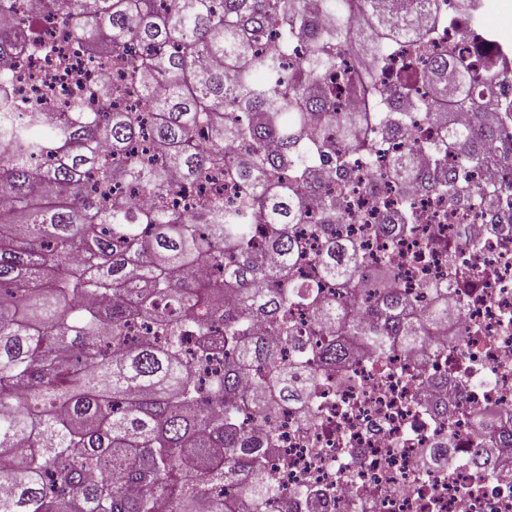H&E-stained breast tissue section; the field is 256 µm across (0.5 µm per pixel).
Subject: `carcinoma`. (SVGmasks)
I'll use <instances>...</instances> for the list:
<instances>
[{"label":"carcinoma","mask_w":512,"mask_h":512,"mask_svg":"<svg viewBox=\"0 0 512 512\" xmlns=\"http://www.w3.org/2000/svg\"><path fill=\"white\" fill-rule=\"evenodd\" d=\"M44 2L83 37L89 66L113 59L123 71L95 88L110 111L67 98L45 115L19 99L15 75L47 48L32 25L11 20L28 0H0V105L17 109L0 120V512H155L162 499L173 512H235L211 491L221 483L247 491L246 512H267L279 494L262 476L277 437L264 424L272 409L304 415L321 367L340 369L364 346L416 352L448 325V289H435L415 321L402 289L375 279L318 195V164L355 174L348 154L386 147L389 116L377 103L397 94L410 112L424 106L415 77L388 87L380 70L401 38L424 56L439 0L380 9L368 43L352 26L372 0ZM299 40L311 56L285 65ZM132 45L140 53L129 59ZM427 79L449 109L473 110L494 76L462 56L436 57ZM341 89L370 109L342 110ZM440 124L427 145L428 188L453 190L450 154L469 168L497 148L512 161V133L478 118ZM238 143L250 147L246 162L232 155ZM406 150L394 172L404 188L417 156L415 144ZM213 173L235 185L236 206L203 188ZM116 184L137 195H113ZM177 194L191 215L172 210ZM315 205L325 211L317 276L306 279L297 225ZM413 231L406 208L398 223L373 226L388 239ZM322 280L349 302L326 299ZM363 288L375 302L355 320L349 306ZM297 308L342 334L285 362V345L302 335L290 320ZM134 323L148 334L129 335Z\"/></svg>","instance_id":"cac0c4a2"}]
</instances>
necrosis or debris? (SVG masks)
I'll return each instance as SVG.
<instances>
[{"mask_svg":"<svg viewBox=\"0 0 512 512\" xmlns=\"http://www.w3.org/2000/svg\"><path fill=\"white\" fill-rule=\"evenodd\" d=\"M495 6L478 0L476 12L442 22L431 51L493 61L501 79L480 112L500 127L512 102V41L484 22ZM400 145L355 158L363 180L343 191L326 169L322 195L335 199L342 234L361 241L369 265L389 259L413 304L428 302V285L447 287L455 332H432L417 355L396 347L356 357L343 378L324 369L309 420L278 408L266 474L283 495L270 512H306L311 493L321 512H512V205L489 212L416 191L417 234L393 243L375 237L373 225L401 205L391 177ZM464 266L465 282L454 276ZM476 455L496 463L478 473Z\"/></svg>","mask_w":512,"mask_h":512,"instance_id":"1","label":"necrosis or debris"}]
</instances>
